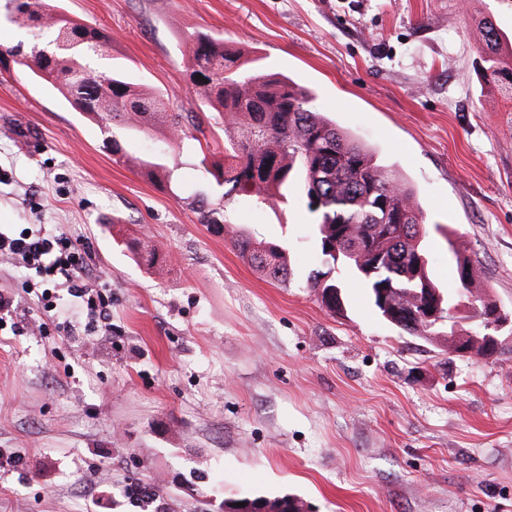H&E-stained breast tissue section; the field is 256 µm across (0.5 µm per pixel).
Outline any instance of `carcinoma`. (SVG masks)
<instances>
[{
	"mask_svg": "<svg viewBox=\"0 0 512 512\" xmlns=\"http://www.w3.org/2000/svg\"><path fill=\"white\" fill-rule=\"evenodd\" d=\"M19 24L57 35L60 4L46 0H17ZM82 45L57 60H46L20 42L9 53L40 81L52 86L78 112L112 120L129 132L159 123L165 139L174 146L183 134L182 114L171 111L158 93L148 92L109 72L111 89L96 79L72 83L75 67L90 68L88 56L96 55L104 36L97 29L69 19ZM483 77L500 89L512 91V51L503 52L504 36L492 19L481 28ZM190 79L209 107L224 113V163H214V176L224 187V205L241 197L275 202L298 184L314 217L316 243L327 270H313L307 287L318 292L329 311H342V303L327 294L340 287L336 271L347 270L367 289L381 316L379 288L401 291L403 303L413 306L416 288H435L430 270H420L409 280L413 261L426 254V217L414 189L375 154L342 132L334 121L313 110V93L286 78L266 76L244 52L204 32L189 36ZM202 79H197V75ZM232 246L267 277L286 281L290 275L286 250L274 243H256L239 232ZM455 261L458 287L473 286L471 264L461 262L466 242L449 244ZM131 494L149 507L154 488L136 483Z\"/></svg>",
	"mask_w": 512,
	"mask_h": 512,
	"instance_id": "1",
	"label": "carcinoma"
}]
</instances>
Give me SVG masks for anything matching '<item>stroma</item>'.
<instances>
[{"mask_svg": "<svg viewBox=\"0 0 512 512\" xmlns=\"http://www.w3.org/2000/svg\"><path fill=\"white\" fill-rule=\"evenodd\" d=\"M108 36L94 61L204 112L169 147L114 125L113 156L82 117L9 56L33 32L0 20V231H63L107 275L111 332L68 335L85 304L0 256V512H224L293 495L311 512H512V332L496 357L386 322L344 278L328 312L312 217L287 202L225 205L207 163L224 116L187 77L206 32L312 90L316 110L391 165L433 229L462 237L478 290L512 311V96L485 83L480 22L512 38V0H62ZM162 157V180L133 157ZM287 247L291 276L258 271L224 228ZM156 247L140 265L125 242ZM159 486L148 510L133 482Z\"/></svg>", "mask_w": 512, "mask_h": 512, "instance_id": "stroma-1", "label": "stroma"}]
</instances>
